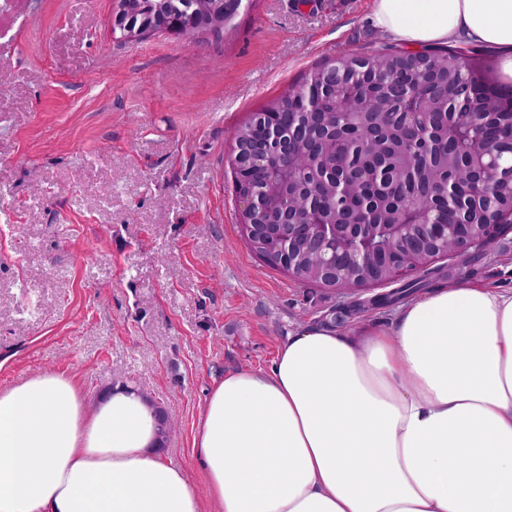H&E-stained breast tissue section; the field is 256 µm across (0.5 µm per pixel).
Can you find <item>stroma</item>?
I'll list each match as a JSON object with an SVG mask.
<instances>
[{
  "label": "stroma",
  "instance_id": "1",
  "mask_svg": "<svg viewBox=\"0 0 512 512\" xmlns=\"http://www.w3.org/2000/svg\"><path fill=\"white\" fill-rule=\"evenodd\" d=\"M113 0H0V386L55 369L88 407L131 384L176 421L192 467L215 378L269 370L335 291L256 256L232 146L247 117L305 72L387 44L372 0H243L234 26L189 43L111 32ZM429 289H512V230Z\"/></svg>",
  "mask_w": 512,
  "mask_h": 512
}]
</instances>
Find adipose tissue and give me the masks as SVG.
Masks as SVG:
<instances>
[{
	"label": "adipose tissue",
	"instance_id": "1",
	"mask_svg": "<svg viewBox=\"0 0 512 512\" xmlns=\"http://www.w3.org/2000/svg\"><path fill=\"white\" fill-rule=\"evenodd\" d=\"M412 51L464 43L512 85V0H373ZM133 387L0 388V512H512V290L457 280L391 325L298 327L269 371L216 380L193 470Z\"/></svg>",
	"mask_w": 512,
	"mask_h": 512
}]
</instances>
